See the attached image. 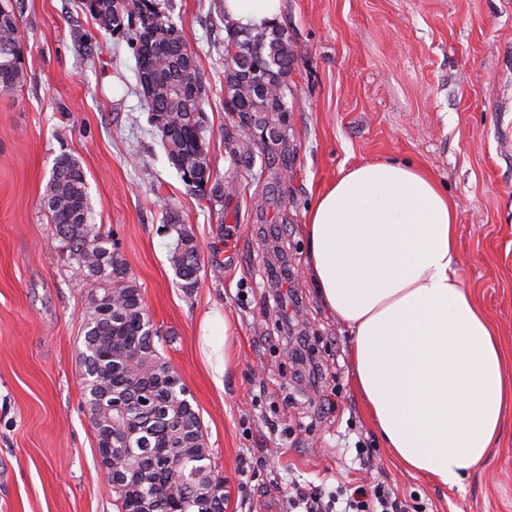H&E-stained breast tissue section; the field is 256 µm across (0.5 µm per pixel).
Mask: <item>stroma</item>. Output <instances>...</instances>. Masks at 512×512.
I'll use <instances>...</instances> for the list:
<instances>
[{
  "mask_svg": "<svg viewBox=\"0 0 512 512\" xmlns=\"http://www.w3.org/2000/svg\"><path fill=\"white\" fill-rule=\"evenodd\" d=\"M10 2L25 81L0 92V512H117L77 364L90 286L42 204L63 154L81 161L92 221L111 233L200 415L224 512H286L289 481L331 492L353 479L385 482L421 512H512V394L496 448L458 485L405 467L356 387L349 329L316 294L303 231L343 170H425L457 205L463 285L512 379V0H283L297 50L289 111L280 141L245 163L224 110V0H161L197 55L212 168L236 183L219 202L169 164L124 40L102 36L80 0ZM170 209L199 247L192 288L169 262ZM209 318L227 321V337L206 335ZM301 334L308 362L295 356ZM359 441L372 457L363 471Z\"/></svg>",
  "mask_w": 512,
  "mask_h": 512,
  "instance_id": "stroma-1",
  "label": "stroma"
}]
</instances>
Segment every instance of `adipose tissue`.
I'll use <instances>...</instances> for the list:
<instances>
[{"instance_id":"ef3b65f1","label":"adipose tissue","mask_w":512,"mask_h":512,"mask_svg":"<svg viewBox=\"0 0 512 512\" xmlns=\"http://www.w3.org/2000/svg\"><path fill=\"white\" fill-rule=\"evenodd\" d=\"M282 0H224L238 25L276 21ZM457 213L423 170L343 171L305 226L320 296L353 336L357 387L404 464L456 485L494 446L505 391L497 334L458 275Z\"/></svg>"}]
</instances>
